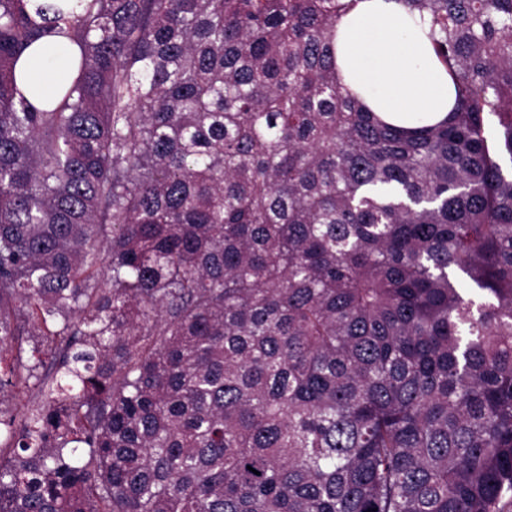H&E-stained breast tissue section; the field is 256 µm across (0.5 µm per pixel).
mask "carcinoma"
<instances>
[{
	"mask_svg": "<svg viewBox=\"0 0 512 512\" xmlns=\"http://www.w3.org/2000/svg\"><path fill=\"white\" fill-rule=\"evenodd\" d=\"M396 2L455 94L413 131L342 91L346 0H0V512L512 498V0ZM48 49H33L17 67V80L21 90L33 102H58L60 84L70 79L68 42L49 43Z\"/></svg>",
	"mask_w": 512,
	"mask_h": 512,
	"instance_id": "1",
	"label": "carcinoma"
}]
</instances>
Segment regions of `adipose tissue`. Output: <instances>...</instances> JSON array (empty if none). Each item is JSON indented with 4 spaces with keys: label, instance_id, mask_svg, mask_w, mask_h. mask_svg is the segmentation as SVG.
I'll use <instances>...</instances> for the list:
<instances>
[{
    "label": "adipose tissue",
    "instance_id": "ef3b65f1",
    "mask_svg": "<svg viewBox=\"0 0 512 512\" xmlns=\"http://www.w3.org/2000/svg\"><path fill=\"white\" fill-rule=\"evenodd\" d=\"M428 31V20L408 14L397 0H357L336 29L341 83L393 125L441 121L454 106V91ZM71 76L62 39L32 50L17 67L21 90L36 103L58 101L61 82Z\"/></svg>",
    "mask_w": 512,
    "mask_h": 512
}]
</instances>
